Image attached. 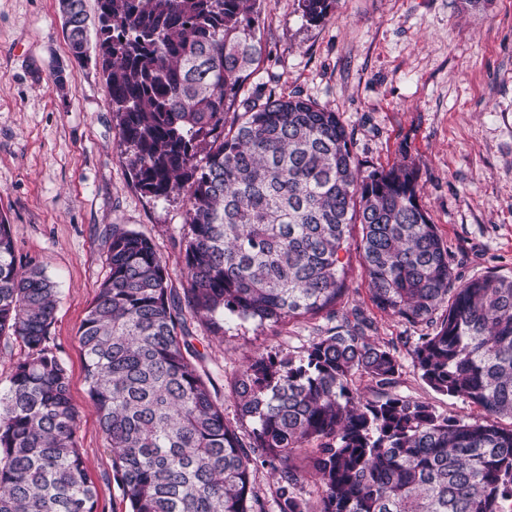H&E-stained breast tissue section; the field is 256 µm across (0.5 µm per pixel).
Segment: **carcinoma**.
<instances>
[{
	"label": "carcinoma",
	"mask_w": 512,
	"mask_h": 512,
	"mask_svg": "<svg viewBox=\"0 0 512 512\" xmlns=\"http://www.w3.org/2000/svg\"><path fill=\"white\" fill-rule=\"evenodd\" d=\"M257 0H97L95 34L117 148L146 195L187 200V287L152 240L112 230L108 274L79 329L88 394L128 512H512V276L458 282L408 164L368 170L333 110L300 96L239 98L264 54ZM335 0H300L324 22ZM73 57L87 59L83 0H59ZM240 101L239 117L224 114ZM372 304L423 327L414 366L481 418L437 413L390 385L395 345L358 309L298 356H254L229 394L191 342L225 318L279 325L336 317L351 226ZM57 288L17 265L0 219V337L21 343L0 392V512H98L77 444L69 374L51 344ZM251 429L239 433L240 425ZM312 476L319 495H302Z\"/></svg>",
	"instance_id": "1"
}]
</instances>
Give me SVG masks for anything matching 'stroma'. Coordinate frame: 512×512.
<instances>
[{"label":"stroma","mask_w":512,"mask_h":512,"mask_svg":"<svg viewBox=\"0 0 512 512\" xmlns=\"http://www.w3.org/2000/svg\"><path fill=\"white\" fill-rule=\"evenodd\" d=\"M263 61L246 83L334 110L365 168L404 160L419 173V203L461 279L512 275V0H337L329 18L306 22L299 0H258ZM63 83H56L55 72ZM106 81L94 61L70 53L58 0H0V218L18 262L41 266L58 288L50 329L80 415L78 445L99 493V512H126L85 381L78 330L108 273L113 228L149 237L176 288L187 285L180 196L156 200L132 181L116 149ZM339 312L358 307L372 339L399 340L391 393L441 414L476 415L433 391L411 352L421 327L371 303L358 253L346 268ZM328 322L270 326L230 319L223 336L192 322L203 367L235 419L229 381L255 354H299Z\"/></svg>","instance_id":"stroma-1"}]
</instances>
